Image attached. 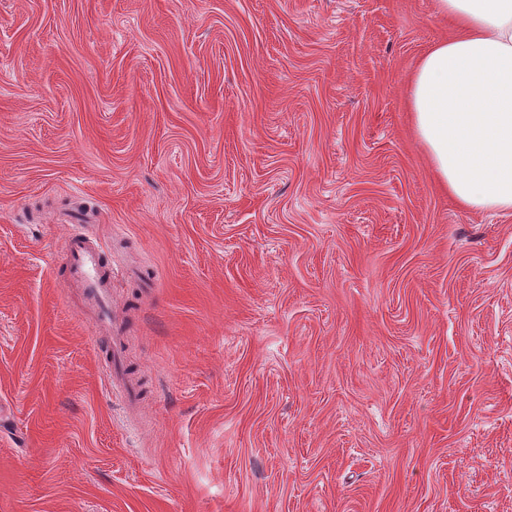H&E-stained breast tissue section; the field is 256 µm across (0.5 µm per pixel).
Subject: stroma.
<instances>
[{
    "label": "stroma",
    "mask_w": 512,
    "mask_h": 512,
    "mask_svg": "<svg viewBox=\"0 0 512 512\" xmlns=\"http://www.w3.org/2000/svg\"><path fill=\"white\" fill-rule=\"evenodd\" d=\"M432 0H0V512H512V214L409 108ZM112 266L135 408L62 273Z\"/></svg>",
    "instance_id": "stroma-1"
}]
</instances>
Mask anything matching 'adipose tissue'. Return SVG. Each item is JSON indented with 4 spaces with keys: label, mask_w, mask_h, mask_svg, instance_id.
I'll use <instances>...</instances> for the list:
<instances>
[{
    "label": "adipose tissue",
    "mask_w": 512,
    "mask_h": 512,
    "mask_svg": "<svg viewBox=\"0 0 512 512\" xmlns=\"http://www.w3.org/2000/svg\"><path fill=\"white\" fill-rule=\"evenodd\" d=\"M433 4L456 34L416 64L415 131L460 207L512 213V0Z\"/></svg>",
    "instance_id": "adipose-tissue-1"
}]
</instances>
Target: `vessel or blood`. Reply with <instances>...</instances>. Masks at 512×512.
Instances as JSON below:
<instances>
[{
  "label": "vessel or blood",
  "mask_w": 512,
  "mask_h": 512,
  "mask_svg": "<svg viewBox=\"0 0 512 512\" xmlns=\"http://www.w3.org/2000/svg\"><path fill=\"white\" fill-rule=\"evenodd\" d=\"M66 265L71 275L94 299L97 305V325L104 330L112 328V314L108 306L111 278L101 265V254L85 224L76 225L67 239Z\"/></svg>",
  "instance_id": "vessel-or-blood-1"
}]
</instances>
